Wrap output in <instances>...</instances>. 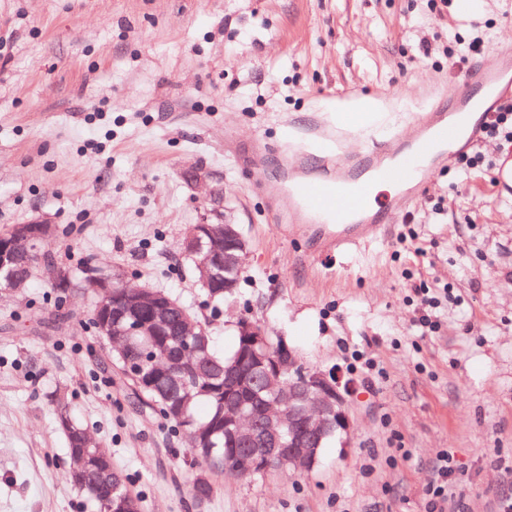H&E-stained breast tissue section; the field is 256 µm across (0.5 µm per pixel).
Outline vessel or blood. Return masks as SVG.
<instances>
[{"label": "vessel or blood", "instance_id": "vessel-or-blood-1", "mask_svg": "<svg viewBox=\"0 0 512 512\" xmlns=\"http://www.w3.org/2000/svg\"><path fill=\"white\" fill-rule=\"evenodd\" d=\"M511 91L512 52L507 51L495 68L470 65L455 94L456 108L449 112L440 106L423 114L404 137L352 153L346 149V125L317 120L307 141L285 159L299 174L287 188L289 220L302 211L320 226L307 256L356 246L387 230L410 199L401 193L381 201L376 187L421 188L435 163L456 157L481 140L500 97Z\"/></svg>", "mask_w": 512, "mask_h": 512}]
</instances>
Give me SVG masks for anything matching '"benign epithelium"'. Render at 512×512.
Wrapping results in <instances>:
<instances>
[{
  "mask_svg": "<svg viewBox=\"0 0 512 512\" xmlns=\"http://www.w3.org/2000/svg\"><path fill=\"white\" fill-rule=\"evenodd\" d=\"M53 234L50 224H17L0 237V272L6 271L5 287L18 290L24 286L30 275L31 258L38 255L40 244ZM184 247L195 256L200 282L206 288L215 287L219 271L233 273L244 267L247 242L239 225L224 221L222 191L210 193L204 213L193 226ZM90 283L105 296L97 310L99 334L103 338L112 340L114 318H134L147 311L159 333L170 332L179 338L180 358H193L201 351L205 331L177 325L185 316V309L160 296L155 289L130 290L123 280L98 274L90 277ZM236 328L241 336L237 357L250 361L261 376L263 389H270V382L279 379L283 372L290 375L280 393L286 410L276 411L265 405L259 412L248 415L247 426L240 427L235 421L240 413L238 365L233 363L224 369L225 418L234 426L241 450L261 446L262 453L255 463L263 471L277 461L288 463L297 472L311 471L327 434L349 429L340 381L330 372L311 371L271 353L267 333L259 323L241 318ZM69 469L73 484L82 490L111 485L108 493L100 498L104 512H140L137 503L121 493L118 484L111 483L112 463L108 457L99 453L90 456L87 449L79 448L69 457Z\"/></svg>",
  "mask_w": 512,
  "mask_h": 512,
  "instance_id": "1",
  "label": "benign epithelium"
}]
</instances>
